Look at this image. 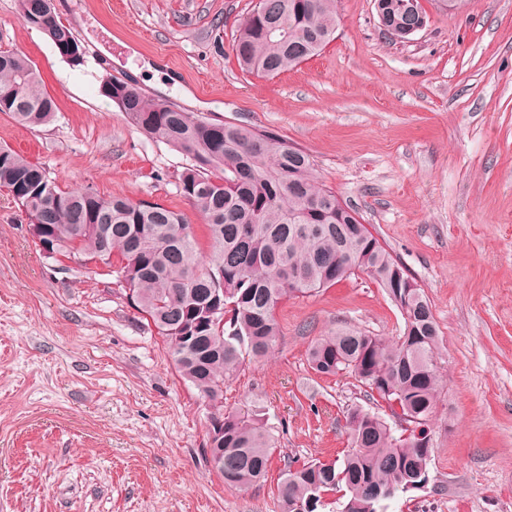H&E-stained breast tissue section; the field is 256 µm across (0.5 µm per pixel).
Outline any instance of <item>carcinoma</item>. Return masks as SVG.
<instances>
[{"mask_svg": "<svg viewBox=\"0 0 512 512\" xmlns=\"http://www.w3.org/2000/svg\"><path fill=\"white\" fill-rule=\"evenodd\" d=\"M17 2L21 21L51 43H78L70 26L39 9L42 0ZM336 22V0H258L239 24L232 51L242 70L278 75L317 55ZM115 105L141 132L188 160L180 192L207 222V260L184 232L181 214L158 203L65 190L45 167L0 146V187L29 225L46 226L59 255L108 267L117 256L131 304L162 337L180 376L200 397L216 401L224 400V385L245 358L274 350L276 310L284 301L369 274L401 312V335L385 341L343 326L312 343L308 364L319 375L348 373L413 429L397 435L379 414L350 408L353 448L340 461L288 467L277 486L280 509L319 512L326 496L342 491L341 512H382L397 493L424 488L430 422L441 395L439 334L424 289L406 287L403 266L320 182L314 159L302 149L264 130L177 112L134 84ZM56 109L31 61L0 49V112L35 129L50 123ZM301 224L320 231L304 233ZM216 286L224 289L220 311L195 332V341L180 340L190 312L204 306ZM217 447L224 449L225 488L245 490L267 476L275 442L258 410H226Z\"/></svg>", "mask_w": 512, "mask_h": 512, "instance_id": "1", "label": "carcinoma"}]
</instances>
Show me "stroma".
<instances>
[{"label":"stroma","mask_w":512,"mask_h":512,"mask_svg":"<svg viewBox=\"0 0 512 512\" xmlns=\"http://www.w3.org/2000/svg\"><path fill=\"white\" fill-rule=\"evenodd\" d=\"M254 3L53 0L75 63L0 0V46L33 63L58 107L36 130L0 113V145L61 187L181 213L204 252L205 221L178 190L186 158L133 126L104 79L310 154L424 289L439 329L430 482L386 512H512V0L452 12L420 0L426 25L403 40L384 34L374 0H336L330 43L274 77L232 52ZM277 319L273 353L224 388L225 408L260 410L277 446L264 482L230 491L205 458L204 400L117 275L47 257L0 188V512H279L291 460L343 458L347 410L385 411L351 375H316L310 344L341 322L389 339L403 318L358 273Z\"/></svg>","instance_id":"35a3bbf8"}]
</instances>
